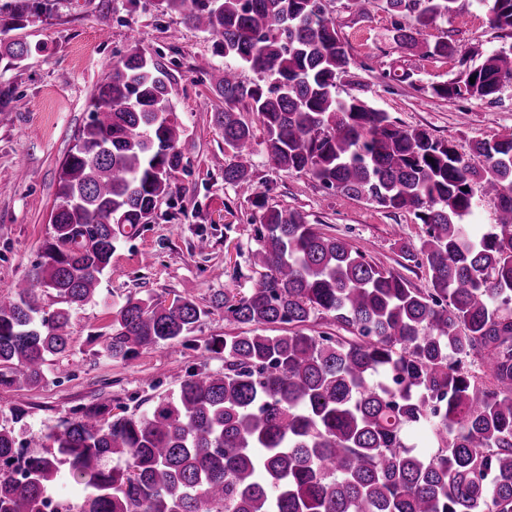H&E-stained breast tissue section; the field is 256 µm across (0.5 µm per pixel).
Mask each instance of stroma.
I'll list each match as a JSON object with an SVG mask.
<instances>
[{"label": "stroma", "instance_id": "obj_1", "mask_svg": "<svg viewBox=\"0 0 512 512\" xmlns=\"http://www.w3.org/2000/svg\"><path fill=\"white\" fill-rule=\"evenodd\" d=\"M48 3L47 11L15 32L30 44L29 58L18 67L0 61V88L9 92L8 109L0 113V293H8L40 261L50 237L61 163L89 120L98 83L125 54L130 35H138L175 88L173 103L184 126L183 168L156 220L117 240L99 297L75 311L70 347L51 357L45 381L0 389V427L28 443L33 455L42 452L33 437L89 405L100 392L111 393L113 412H143L177 389L206 343L251 330L216 310L186 341L162 343L116 361L104 351L105 336L113 308L127 296L150 295L166 304L186 296L206 306L214 294L245 291L260 279L252 252L261 213L224 182L232 152L213 119L224 100L206 81L207 72L224 59L211 41L178 15L160 14L157 0ZM324 4L349 55L347 73L336 80L339 97L360 98L401 126L453 140L465 155L473 141L512 130V84L493 104L428 97L430 86L458 76V58L407 54L393 38L394 27L410 25L412 19L392 13L384 0H369L360 13L348 0ZM424 37L469 49L473 67L491 52L512 50V36L491 27L482 0H468L463 10L429 26ZM250 174L256 185L267 188L268 206L301 211L309 223L367 250L378 266L412 287H428L425 272L407 268L393 245L400 237L414 243L422 237L423 226L412 213L325 190L304 172L278 170L260 145ZM202 239L208 242L203 251L198 248Z\"/></svg>", "mask_w": 512, "mask_h": 512}]
</instances>
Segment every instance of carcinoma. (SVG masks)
<instances>
[{
    "mask_svg": "<svg viewBox=\"0 0 512 512\" xmlns=\"http://www.w3.org/2000/svg\"><path fill=\"white\" fill-rule=\"evenodd\" d=\"M162 13L208 35L224 65L206 73L224 97L214 122L234 161L224 183L263 213L256 287L220 293L211 309L239 324L290 325L285 335L226 336L207 348L224 371H188L177 392L141 414L112 413L101 396L41 436L29 455L0 428V512H42L52 487L79 493L74 512H512V132L475 141L404 128L389 114L336 96L349 56L322 0H159ZM466 0H386L415 25L394 40L413 56H454L423 29ZM493 28L512 34V0H483ZM31 0L0 6V35L25 26ZM23 40L0 38L22 64ZM258 80L246 84L239 69ZM475 78L470 83L469 78ZM512 82V53L430 89L438 98L493 99ZM167 72L132 40L97 85L90 121L61 164L43 261L0 296V388L36 386L66 352L73 312L99 295L113 241L154 220L182 165L183 128ZM258 114L268 160L328 189L426 226L419 245L395 240L430 287L373 264L295 209L268 208L251 180ZM433 161H428V158ZM496 200L495 223H463L475 191ZM55 292L59 307L43 297ZM210 309L178 297L130 295L112 312L105 352L126 360L189 337ZM324 320L336 333L302 327ZM411 428L432 448L407 443Z\"/></svg>",
    "mask_w": 512,
    "mask_h": 512,
    "instance_id": "carcinoma-1",
    "label": "carcinoma"
}]
</instances>
